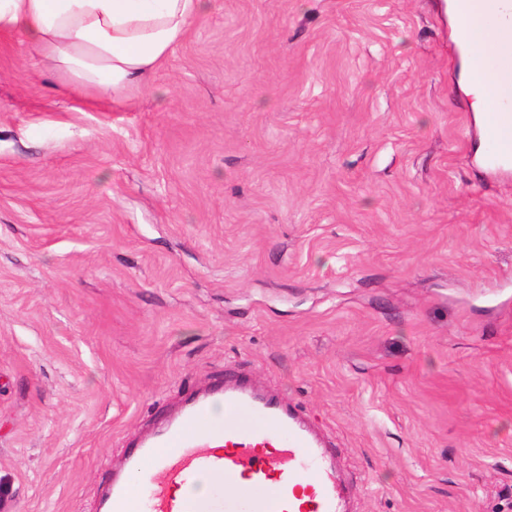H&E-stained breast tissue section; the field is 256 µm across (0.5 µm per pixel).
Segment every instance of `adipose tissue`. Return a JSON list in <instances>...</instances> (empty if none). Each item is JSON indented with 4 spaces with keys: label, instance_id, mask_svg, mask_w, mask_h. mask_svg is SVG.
<instances>
[{
    "label": "adipose tissue",
    "instance_id": "ef3b65f1",
    "mask_svg": "<svg viewBox=\"0 0 512 512\" xmlns=\"http://www.w3.org/2000/svg\"><path fill=\"white\" fill-rule=\"evenodd\" d=\"M209 0H0L17 35L79 96L126 101L147 85Z\"/></svg>",
    "mask_w": 512,
    "mask_h": 512
}]
</instances>
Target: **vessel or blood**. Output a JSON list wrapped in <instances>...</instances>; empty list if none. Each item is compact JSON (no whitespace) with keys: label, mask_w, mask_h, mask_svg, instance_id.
Segmentation results:
<instances>
[{"label":"vessel or blood","mask_w":512,"mask_h":512,"mask_svg":"<svg viewBox=\"0 0 512 512\" xmlns=\"http://www.w3.org/2000/svg\"><path fill=\"white\" fill-rule=\"evenodd\" d=\"M451 10L471 74L485 87L482 162L512 176V29L498 23L512 15V0H452ZM477 17L491 28V39L471 38ZM216 401L224 404L220 420L210 415ZM124 467L139 476L146 495L132 497L126 480L113 476L105 512H341L345 497L324 438L294 406L244 377L187 395L154 437L127 451ZM198 476L223 481L230 495L200 500L173 494V487Z\"/></svg>","instance_id":"1"}]
</instances>
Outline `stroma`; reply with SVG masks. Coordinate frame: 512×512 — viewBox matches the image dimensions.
Here are the masks:
<instances>
[{
    "label": "stroma",
    "instance_id": "stroma-1",
    "mask_svg": "<svg viewBox=\"0 0 512 512\" xmlns=\"http://www.w3.org/2000/svg\"><path fill=\"white\" fill-rule=\"evenodd\" d=\"M447 0H212L150 89L0 37V512H99L185 391L249 375L347 512H512V181Z\"/></svg>",
    "mask_w": 512,
    "mask_h": 512
}]
</instances>
